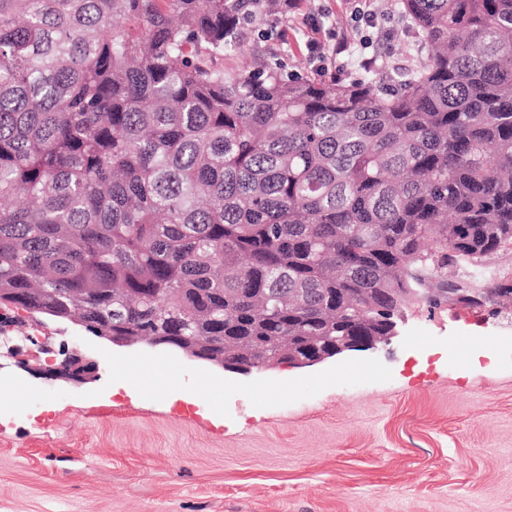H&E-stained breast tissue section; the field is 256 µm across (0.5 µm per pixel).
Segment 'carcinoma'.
Returning <instances> with one entry per match:
<instances>
[{
	"instance_id": "cac0c4a2",
	"label": "carcinoma",
	"mask_w": 512,
	"mask_h": 512,
	"mask_svg": "<svg viewBox=\"0 0 512 512\" xmlns=\"http://www.w3.org/2000/svg\"><path fill=\"white\" fill-rule=\"evenodd\" d=\"M385 77L224 71L285 0H0V301L264 364L512 246V0H397Z\"/></svg>"
}]
</instances>
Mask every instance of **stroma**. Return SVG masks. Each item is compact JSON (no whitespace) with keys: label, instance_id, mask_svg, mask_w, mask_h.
Returning <instances> with one entry per match:
<instances>
[{"label":"stroma","instance_id":"1","mask_svg":"<svg viewBox=\"0 0 512 512\" xmlns=\"http://www.w3.org/2000/svg\"><path fill=\"white\" fill-rule=\"evenodd\" d=\"M309 11L352 67L412 61L398 12L370 28L351 0H299L217 66L315 76ZM67 357L83 376L56 373ZM0 512H512V307L415 304L390 345L240 375L2 304Z\"/></svg>","mask_w":512,"mask_h":512}]
</instances>
